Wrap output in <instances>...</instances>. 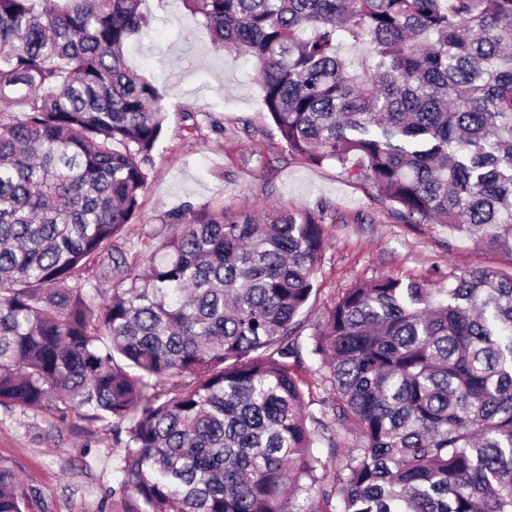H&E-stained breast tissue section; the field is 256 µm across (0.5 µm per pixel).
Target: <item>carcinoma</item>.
Here are the masks:
<instances>
[{"label":"carcinoma","mask_w":512,"mask_h":512,"mask_svg":"<svg viewBox=\"0 0 512 512\" xmlns=\"http://www.w3.org/2000/svg\"><path fill=\"white\" fill-rule=\"evenodd\" d=\"M179 2L255 59L289 152L512 254V0ZM147 25L139 0H0V404L130 421L144 512H512V273L347 290L310 336L316 418L288 359L321 218L187 204L128 262L166 119L125 60ZM309 420L359 436L330 475ZM32 506L0 460V512Z\"/></svg>","instance_id":"1"}]
</instances>
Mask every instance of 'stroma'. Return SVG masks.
Returning <instances> with one entry per match:
<instances>
[{
	"instance_id": "35a3bbf8",
	"label": "stroma",
	"mask_w": 512,
	"mask_h": 512,
	"mask_svg": "<svg viewBox=\"0 0 512 512\" xmlns=\"http://www.w3.org/2000/svg\"><path fill=\"white\" fill-rule=\"evenodd\" d=\"M151 24L125 50L167 112L140 208L119 246L135 258L173 231L165 214L185 204L224 203L262 214L275 206L322 215L328 245L300 315L301 342L339 297L381 276L428 282L435 272H512V257L444 224L403 222L376 190L336 165L288 152L262 103L254 59L217 47L178 0H142ZM125 424L54 407L0 405V459L36 495L34 512H141L123 491Z\"/></svg>"
}]
</instances>
